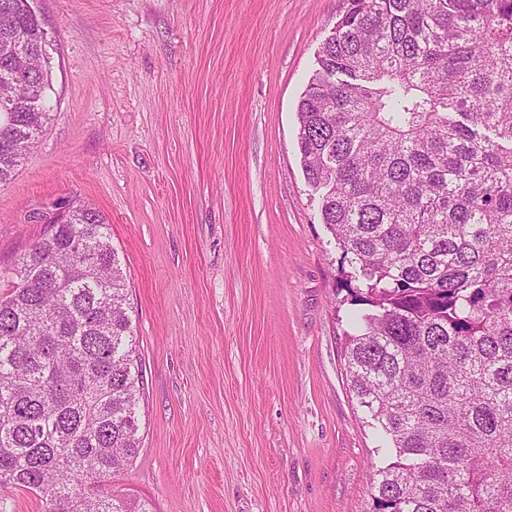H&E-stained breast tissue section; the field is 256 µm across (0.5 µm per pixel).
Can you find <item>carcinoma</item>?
<instances>
[{"mask_svg": "<svg viewBox=\"0 0 512 512\" xmlns=\"http://www.w3.org/2000/svg\"><path fill=\"white\" fill-rule=\"evenodd\" d=\"M0 83L46 51L0 0ZM297 146L342 249L350 391L381 437L372 512H512V0H347ZM37 64L0 111V185L48 119ZM0 489L44 512H149L106 488L140 446L110 227L88 205L0 268Z\"/></svg>", "mask_w": 512, "mask_h": 512, "instance_id": "1", "label": "carcinoma"}]
</instances>
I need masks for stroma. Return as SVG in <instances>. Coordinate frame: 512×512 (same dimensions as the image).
Returning <instances> with one entry per match:
<instances>
[{"label":"stroma","instance_id":"35a3bbf8","mask_svg":"<svg viewBox=\"0 0 512 512\" xmlns=\"http://www.w3.org/2000/svg\"><path fill=\"white\" fill-rule=\"evenodd\" d=\"M50 119L0 186V266L49 218L111 226L141 375L109 482L150 512H370L341 251L297 105L346 0H30Z\"/></svg>","mask_w":512,"mask_h":512}]
</instances>
